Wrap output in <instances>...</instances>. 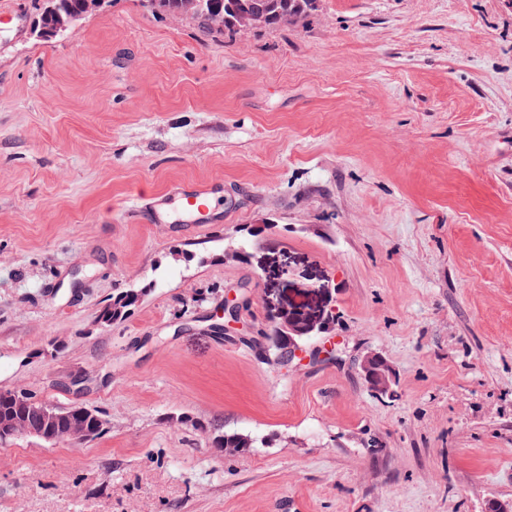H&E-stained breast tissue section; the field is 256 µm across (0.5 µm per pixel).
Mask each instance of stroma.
Instances as JSON below:
<instances>
[{"label":"stroma","instance_id":"stroma-1","mask_svg":"<svg viewBox=\"0 0 512 512\" xmlns=\"http://www.w3.org/2000/svg\"><path fill=\"white\" fill-rule=\"evenodd\" d=\"M34 14L0 0V390L109 428L0 443V512L512 500V0H320L228 35L139 0L51 39ZM214 182L210 223L131 216ZM262 225L274 285L224 256ZM323 283L332 331L285 367L262 354L267 303ZM123 288L147 294L99 323ZM369 351L393 396L361 380ZM227 430L262 444L216 456Z\"/></svg>","mask_w":512,"mask_h":512}]
</instances>
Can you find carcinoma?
Segmentation results:
<instances>
[{
  "label": "carcinoma",
  "mask_w": 512,
  "mask_h": 512,
  "mask_svg": "<svg viewBox=\"0 0 512 512\" xmlns=\"http://www.w3.org/2000/svg\"><path fill=\"white\" fill-rule=\"evenodd\" d=\"M150 11L172 17L189 18L207 30L235 33L240 30L299 26L317 10L318 0H144ZM101 7L94 0H43L34 23L44 32V38L67 34L69 18L75 14L89 16ZM143 289L127 288L112 294L99 310V315L118 323L126 320L138 306ZM265 339L271 344L280 362L288 361V337L276 336L273 331ZM54 412L49 417L46 412ZM0 426L14 433H26L35 438L53 435L66 439L77 430L94 434L99 439L106 433L102 413L90 407L81 414L71 406L46 402L25 389L0 392ZM258 440L236 431H226L212 439V447L220 455L239 453L255 448Z\"/></svg>",
  "instance_id": "cac0c4a2"
}]
</instances>
